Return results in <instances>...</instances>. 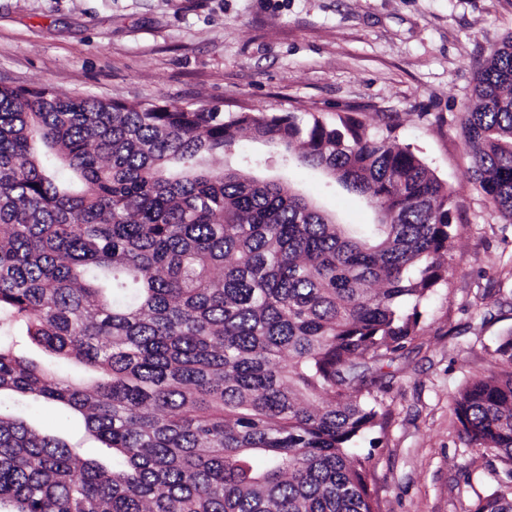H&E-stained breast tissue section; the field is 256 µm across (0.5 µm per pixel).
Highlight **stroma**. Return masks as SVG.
I'll use <instances>...</instances> for the list:
<instances>
[{"mask_svg": "<svg viewBox=\"0 0 512 512\" xmlns=\"http://www.w3.org/2000/svg\"><path fill=\"white\" fill-rule=\"evenodd\" d=\"M511 34L512 0H0V83L227 115L350 117L374 134L397 124L399 143L453 190L457 233L446 283L385 370L369 488L380 512H475L501 463L466 444L454 398L512 330V224L471 179L461 118L477 71ZM291 177L338 223H375L326 176ZM0 405L99 452L68 413L11 395Z\"/></svg>", "mask_w": 512, "mask_h": 512, "instance_id": "35a3bbf8", "label": "stroma"}]
</instances>
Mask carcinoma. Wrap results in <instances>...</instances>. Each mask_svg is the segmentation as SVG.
<instances>
[{
  "label": "carcinoma",
  "mask_w": 512,
  "mask_h": 512,
  "mask_svg": "<svg viewBox=\"0 0 512 512\" xmlns=\"http://www.w3.org/2000/svg\"><path fill=\"white\" fill-rule=\"evenodd\" d=\"M462 129L512 223V34ZM396 127L311 114L127 104L0 84V393L73 411L99 460L0 412V512H378L381 366L447 281L454 191ZM248 137L319 170L378 223L336 224L284 179L226 168ZM34 346L80 365L63 377ZM455 399L512 512V331Z\"/></svg>",
  "instance_id": "cac0c4a2"
}]
</instances>
